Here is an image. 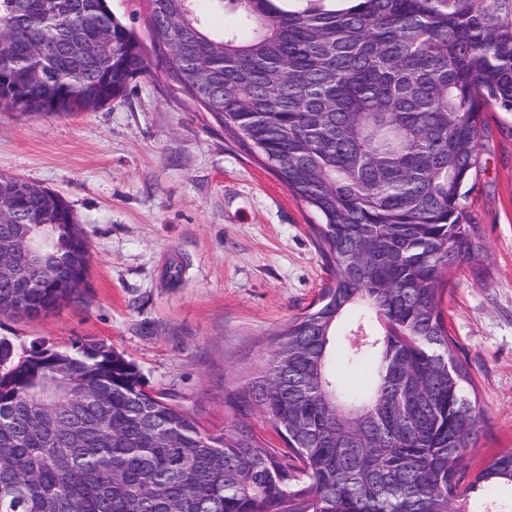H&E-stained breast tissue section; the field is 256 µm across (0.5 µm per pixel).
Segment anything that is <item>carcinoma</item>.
I'll list each match as a JSON object with an SVG mask.
<instances>
[{"instance_id": "1", "label": "carcinoma", "mask_w": 512, "mask_h": 512, "mask_svg": "<svg viewBox=\"0 0 512 512\" xmlns=\"http://www.w3.org/2000/svg\"><path fill=\"white\" fill-rule=\"evenodd\" d=\"M146 2L156 64L320 219L329 280L236 394L289 462L244 421L206 429L99 341L18 356L3 337L0 512H453L512 483V451L463 464L480 411L442 310L448 274L481 264L466 185L489 112L512 116V0ZM148 68L106 0H0L7 105L95 111ZM4 186L26 201L0 200V243L18 215L44 242L28 275L48 287L1 276L0 317L83 301L71 284L90 247L67 201ZM370 359L363 387L345 388L343 367Z\"/></svg>"}]
</instances>
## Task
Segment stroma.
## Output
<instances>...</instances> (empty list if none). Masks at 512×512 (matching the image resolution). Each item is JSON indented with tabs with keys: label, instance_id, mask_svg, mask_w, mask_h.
<instances>
[{
	"label": "stroma",
	"instance_id": "obj_1",
	"mask_svg": "<svg viewBox=\"0 0 512 512\" xmlns=\"http://www.w3.org/2000/svg\"><path fill=\"white\" fill-rule=\"evenodd\" d=\"M466 204L483 276L455 271L448 326L484 410L470 469L512 450V138L489 122ZM60 194L90 245L86 302L0 319L17 352L96 339L123 352L152 391L211 429L250 423L231 396L260 368L271 335L316 300L328 275L309 233L318 216L224 131L164 69L150 66L93 112L0 106V176Z\"/></svg>",
	"mask_w": 512,
	"mask_h": 512
}]
</instances>
